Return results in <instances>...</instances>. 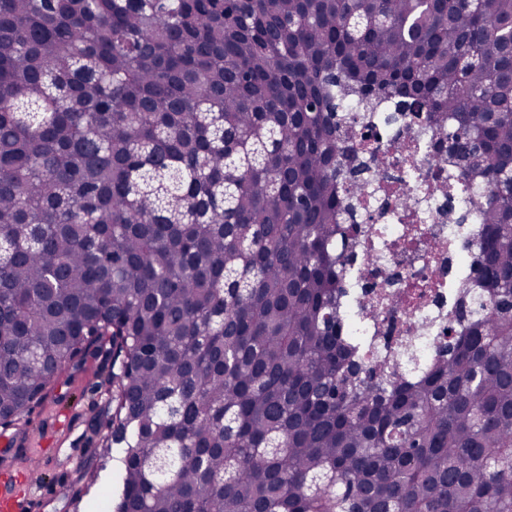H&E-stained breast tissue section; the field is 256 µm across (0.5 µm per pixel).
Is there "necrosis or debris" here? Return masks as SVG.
Instances as JSON below:
<instances>
[{
	"instance_id": "necrosis-or-debris-1",
	"label": "necrosis or debris",
	"mask_w": 512,
	"mask_h": 512,
	"mask_svg": "<svg viewBox=\"0 0 512 512\" xmlns=\"http://www.w3.org/2000/svg\"><path fill=\"white\" fill-rule=\"evenodd\" d=\"M353 117L358 149L372 158L354 199L353 308L370 358L391 361L420 337L447 335L451 295L472 275L478 237L477 224L459 218L482 189L437 155L426 123L366 106ZM435 176L447 193L428 191Z\"/></svg>"
}]
</instances>
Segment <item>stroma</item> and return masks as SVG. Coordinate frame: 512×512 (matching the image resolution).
<instances>
[{"mask_svg":"<svg viewBox=\"0 0 512 512\" xmlns=\"http://www.w3.org/2000/svg\"><path fill=\"white\" fill-rule=\"evenodd\" d=\"M111 394V362L90 356L66 371L18 425L0 427V473L22 472L34 449L45 451L42 488L31 493L24 512H89L102 488L118 491V465L91 430Z\"/></svg>","mask_w":512,"mask_h":512,"instance_id":"1","label":"stroma"}]
</instances>
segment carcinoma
<instances>
[{
  "mask_svg": "<svg viewBox=\"0 0 512 512\" xmlns=\"http://www.w3.org/2000/svg\"><path fill=\"white\" fill-rule=\"evenodd\" d=\"M485 185L436 351L364 359L353 101ZM512 0H0V425L112 355L113 512H512Z\"/></svg>",
  "mask_w": 512,
  "mask_h": 512,
  "instance_id": "1",
  "label": "carcinoma"
}]
</instances>
